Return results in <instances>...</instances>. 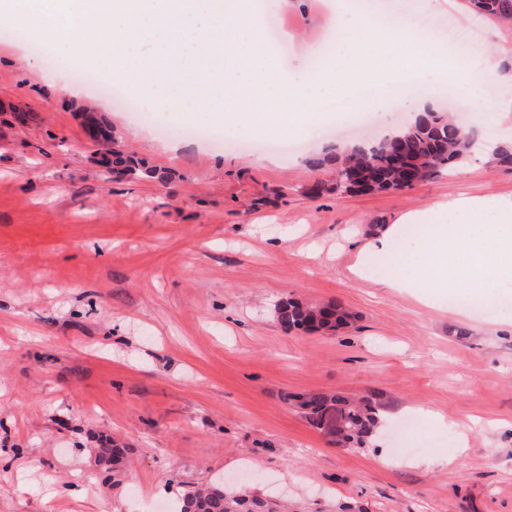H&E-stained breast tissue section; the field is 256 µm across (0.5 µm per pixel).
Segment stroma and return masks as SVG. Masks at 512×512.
Listing matches in <instances>:
<instances>
[{"label":"stroma","mask_w":512,"mask_h":512,"mask_svg":"<svg viewBox=\"0 0 512 512\" xmlns=\"http://www.w3.org/2000/svg\"><path fill=\"white\" fill-rule=\"evenodd\" d=\"M288 43L287 71L334 27L322 0H264ZM435 31L471 32L512 97V30L447 0ZM25 42L0 40V512H140L223 479L308 501L324 512H512V307L485 294L468 315L382 286L386 264L356 277L386 227L423 273L407 214L448 221L441 202L512 201V111L471 119L477 148L452 171L396 192L315 196L335 181L309 158L378 138L413 120L409 105L316 113L303 149L161 139L91 88L127 154L155 169L114 177L67 93L83 59L56 69ZM18 112L34 113L26 125ZM341 301L355 315L334 332L286 333L283 296ZM312 391L376 395L386 427L375 445L333 444L282 399ZM475 422L467 446L461 424ZM125 448L113 475L96 451Z\"/></svg>","instance_id":"35a3bbf8"}]
</instances>
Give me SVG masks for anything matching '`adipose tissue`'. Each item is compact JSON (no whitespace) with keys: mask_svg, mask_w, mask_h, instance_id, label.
I'll use <instances>...</instances> for the list:
<instances>
[{"mask_svg":"<svg viewBox=\"0 0 512 512\" xmlns=\"http://www.w3.org/2000/svg\"><path fill=\"white\" fill-rule=\"evenodd\" d=\"M450 220L423 229L431 286L454 285L481 294L512 289V201L458 198L443 205Z\"/></svg>","mask_w":512,"mask_h":512,"instance_id":"adipose-tissue-1","label":"adipose tissue"}]
</instances>
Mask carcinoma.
Returning a JSON list of instances; mask_svg holds the SVG:
<instances>
[{"label":"carcinoma","instance_id":"obj_1","mask_svg":"<svg viewBox=\"0 0 512 512\" xmlns=\"http://www.w3.org/2000/svg\"><path fill=\"white\" fill-rule=\"evenodd\" d=\"M468 9L485 18L512 26V0H466ZM473 142L462 137L451 117L435 111L422 112L395 134L380 140L337 150L310 160L314 168H333L338 191H404L416 179L427 180L465 161ZM113 170L132 179L155 177L149 169L118 150L112 151ZM274 317L286 332L334 330L348 323L352 314L339 301L321 306L293 297L281 299ZM290 404L314 429L347 448H364L377 437L383 419L381 403L372 396L352 398L340 393H285ZM180 512H310L304 503L285 504L268 495L223 482L189 489L179 498Z\"/></svg>","mask_w":512,"mask_h":512}]
</instances>
